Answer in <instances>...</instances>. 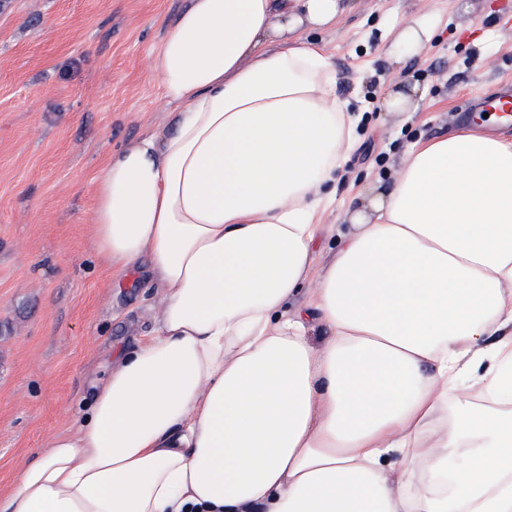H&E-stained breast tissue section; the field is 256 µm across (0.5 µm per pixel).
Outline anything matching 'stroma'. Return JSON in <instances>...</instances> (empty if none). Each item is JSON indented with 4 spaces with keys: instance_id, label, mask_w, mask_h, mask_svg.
<instances>
[{
    "instance_id": "35a3bbf8",
    "label": "stroma",
    "mask_w": 512,
    "mask_h": 512,
    "mask_svg": "<svg viewBox=\"0 0 512 512\" xmlns=\"http://www.w3.org/2000/svg\"><path fill=\"white\" fill-rule=\"evenodd\" d=\"M187 0H0V491L72 431L94 382L159 311L144 272L112 275L91 235L111 150L161 126L151 60ZM434 34L393 59L400 29ZM360 118L316 241L332 247L365 187L389 180L422 138L466 127L470 96L512 79V0H354L314 35ZM419 84L414 112H385L392 84Z\"/></svg>"
}]
</instances>
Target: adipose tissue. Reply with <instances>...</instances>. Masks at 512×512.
<instances>
[{
    "label": "adipose tissue",
    "mask_w": 512,
    "mask_h": 512,
    "mask_svg": "<svg viewBox=\"0 0 512 512\" xmlns=\"http://www.w3.org/2000/svg\"><path fill=\"white\" fill-rule=\"evenodd\" d=\"M349 7L190 0L166 25L170 121L109 154L93 225L156 324L0 512H512V140L417 142L319 265L358 119L306 35Z\"/></svg>",
    "instance_id": "adipose-tissue-1"
}]
</instances>
